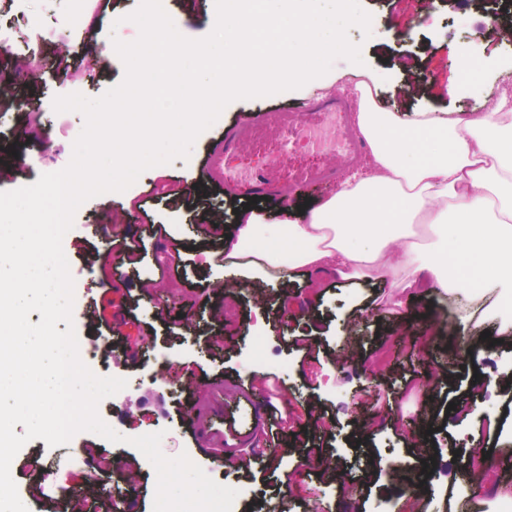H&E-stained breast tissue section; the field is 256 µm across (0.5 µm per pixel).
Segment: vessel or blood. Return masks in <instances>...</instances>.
<instances>
[{
	"label": "vessel or blood",
	"instance_id": "obj_1",
	"mask_svg": "<svg viewBox=\"0 0 512 512\" xmlns=\"http://www.w3.org/2000/svg\"><path fill=\"white\" fill-rule=\"evenodd\" d=\"M341 97L330 96L302 108L271 106L228 124L207 147L201 162L202 177L248 199H276L284 186L268 174L269 166H290L294 178L308 185L334 180L327 169L308 167L298 161L302 152L329 151L339 156L359 152L361 141L344 125ZM271 143L268 166L240 167L235 158L246 148ZM214 397L189 420L196 445L204 451L241 452L257 447L265 424L257 408L260 385L239 388L234 403L224 400V385L213 386Z\"/></svg>",
	"mask_w": 512,
	"mask_h": 512
}]
</instances>
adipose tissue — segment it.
Listing matches in <instances>:
<instances>
[{
  "instance_id": "1",
  "label": "adipose tissue",
  "mask_w": 512,
  "mask_h": 512,
  "mask_svg": "<svg viewBox=\"0 0 512 512\" xmlns=\"http://www.w3.org/2000/svg\"><path fill=\"white\" fill-rule=\"evenodd\" d=\"M371 162L303 215L266 223L240 219L222 254L245 280L275 264L274 244L297 246L296 267L345 279L393 278L398 288L430 280L442 297H464L457 319L498 315L512 340V98L464 120L444 112L404 116L383 109L368 83L348 89ZM423 225L436 238L422 249L396 240Z\"/></svg>"
}]
</instances>
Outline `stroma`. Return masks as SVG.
Returning <instances> with one entry per match:
<instances>
[{
    "label": "stroma",
    "mask_w": 512,
    "mask_h": 512,
    "mask_svg": "<svg viewBox=\"0 0 512 512\" xmlns=\"http://www.w3.org/2000/svg\"><path fill=\"white\" fill-rule=\"evenodd\" d=\"M372 16L371 35L352 32L362 47L365 67L379 73L377 91L388 109L412 113L445 110L461 118L486 113L512 85V45L499 44L500 33L488 6L477 0H448L429 9L423 0H360ZM139 0H85L96 23L86 31L65 24L72 0H27L26 10L55 28V38L36 46L42 62L24 75L23 57L0 58V144H27L28 149L7 172L0 173V191L35 183L44 173L70 161L73 132L83 127L78 112L55 113L54 96L74 92L90 98L119 83L124 66L113 42L137 39L139 29L126 16ZM170 17L179 19L184 36H206L215 23L214 0H173ZM493 56L503 71L473 72L477 94L465 92L460 77L463 57ZM295 90L257 99L236 100L195 141L189 160H176L145 171L121 193L88 200L77 211L63 241L75 281L73 321L84 351V363L99 376L128 378V386L103 399L98 412L119 433L136 437L163 432L161 450L175 457L185 453L216 482L257 497L279 498L287 512H372L379 497L408 491L418 457L411 450L414 419L425 418L431 435L426 445L438 455L431 471L435 492L432 512H449L460 463L454 453L471 447L499 456L505 443L489 431L482 417L448 413L449 404L468 400L492 408L503 421L512 420V402L497 393L474 391L473 367L504 384L512 382V346L469 351L471 369L443 372L433 387L422 375L440 364L438 347L428 345L415 310L427 309L436 326L452 325L455 308L422 285L408 299L393 282L349 284L332 275L304 276L288 268L266 273L258 287L240 289L234 315H226L223 283H235L234 271L216 257L218 239H204L203 219L223 226L236 222L235 212L247 206L240 196L214 188L198 191V173L209 140L243 114L280 104L306 101ZM129 218L130 232L143 241L135 261L113 262V246L99 233L113 217ZM111 286H104V279ZM113 333L101 337L99 318ZM262 326L267 338L260 351V373L249 370L253 351L248 334ZM148 347H141L142 337ZM224 346H217V339ZM142 348L137 363L126 352ZM195 374L193 387L171 382L157 391L154 381L167 366ZM263 377L266 454L240 466H228L195 446L188 427L192 405L207 404L211 383L224 379L250 386ZM288 415V430L275 434V417ZM99 455L89 464L86 448ZM378 462L373 482L358 497H346L335 484L321 483L318 472L357 471L363 456ZM47 468L60 488L44 498L40 468ZM11 473L30 512H65L64 487L74 486L91 505L106 512L114 500L134 493L138 512H153L156 474L134 447L114 444L81 432L55 448L36 439L15 456Z\"/></svg>",
    "instance_id": "35a3bbf8"
}]
</instances>
